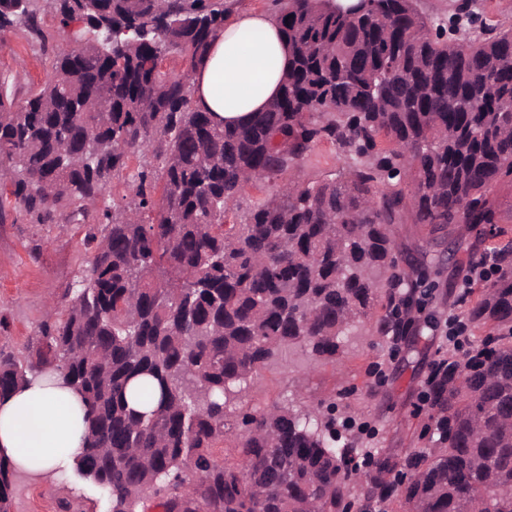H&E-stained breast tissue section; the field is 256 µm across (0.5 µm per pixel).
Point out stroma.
I'll return each mask as SVG.
<instances>
[{"label":"stroma","mask_w":512,"mask_h":512,"mask_svg":"<svg viewBox=\"0 0 512 512\" xmlns=\"http://www.w3.org/2000/svg\"><path fill=\"white\" fill-rule=\"evenodd\" d=\"M47 71L24 32L0 35V82L9 92L25 96L40 86ZM80 224L0 223V348L23 354L35 336L49 306L63 310L65 293L88 273L93 253L84 244ZM398 256L403 263L432 261L439 267L437 296L428 308L433 322L412 340L392 344L365 336L336 362L317 361L299 369L269 367L255 375L246 400L262 406L302 395L305 403L329 399L334 390L347 388L338 407L369 433L371 447L401 457L419 447L418 434L427 417L420 412V396L434 360L451 347L445 323L456 294L470 273L469 253L475 233L467 225L453 229L448 243L452 259L440 258L438 243L426 242L418 226L394 227ZM80 496L86 512H109L105 496L79 477L69 482H25L14 494L12 512H59L58 501Z\"/></svg>","instance_id":"obj_1"}]
</instances>
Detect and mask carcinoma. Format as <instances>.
<instances>
[{"label": "carcinoma", "instance_id": "cac0c4a2", "mask_svg": "<svg viewBox=\"0 0 512 512\" xmlns=\"http://www.w3.org/2000/svg\"><path fill=\"white\" fill-rule=\"evenodd\" d=\"M36 2L0 0V33L24 30L49 71L21 102L0 92V222L12 196L30 224L89 225L94 257L27 356L0 349V397L35 372L83 396L76 473L110 512H512V239L492 243V191L512 186V29L456 37L472 0L447 28L417 0H273L292 52L280 95L224 126L194 106L191 74L226 0H46L84 24L81 47L53 55ZM319 144L346 168L295 179ZM115 178L121 209L104 197ZM396 224L433 240L467 224L471 264L494 267L457 301L471 335L450 340L467 350L427 383L435 447L392 461L337 433L334 401L257 409L243 392L286 350L334 362L365 325L393 343L416 330L422 275L438 271L400 267ZM20 476L0 459V512ZM276 180L259 182L247 186L241 195L238 203L233 209L229 210L226 216V224H239L240 215L246 209L263 202L274 190V182Z\"/></svg>", "mask_w": 512, "mask_h": 512}]
</instances>
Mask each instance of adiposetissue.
Returning a JSON list of instances; mask_svg holds the SVG:
<instances>
[{
  "instance_id": "adipose-tissue-1",
  "label": "adipose tissue",
  "mask_w": 512,
  "mask_h": 512,
  "mask_svg": "<svg viewBox=\"0 0 512 512\" xmlns=\"http://www.w3.org/2000/svg\"><path fill=\"white\" fill-rule=\"evenodd\" d=\"M289 51L276 18L243 13L226 22L192 77L194 104L227 125L263 110L279 93ZM86 405L57 375H32L0 400V456L44 480L82 446Z\"/></svg>"
}]
</instances>
